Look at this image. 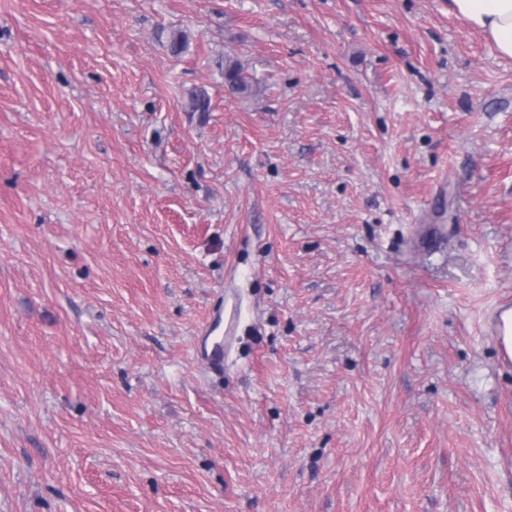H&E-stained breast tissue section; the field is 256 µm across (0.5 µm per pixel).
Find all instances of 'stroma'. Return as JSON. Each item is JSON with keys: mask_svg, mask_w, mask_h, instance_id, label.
Wrapping results in <instances>:
<instances>
[{"mask_svg": "<svg viewBox=\"0 0 512 512\" xmlns=\"http://www.w3.org/2000/svg\"><path fill=\"white\" fill-rule=\"evenodd\" d=\"M449 7L0 0V512H512V58ZM224 84L233 94L249 95L253 84L243 74L242 66L236 60L224 63ZM497 340L501 355L512 360V307L502 308L498 312Z\"/></svg>", "mask_w": 512, "mask_h": 512, "instance_id": "obj_1", "label": "stroma"}]
</instances>
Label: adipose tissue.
Masks as SVG:
<instances>
[{"instance_id":"1","label":"adipose tissue","mask_w":512,"mask_h":512,"mask_svg":"<svg viewBox=\"0 0 512 512\" xmlns=\"http://www.w3.org/2000/svg\"><path fill=\"white\" fill-rule=\"evenodd\" d=\"M450 10L488 35L500 54L512 57V0H450Z\"/></svg>"}]
</instances>
